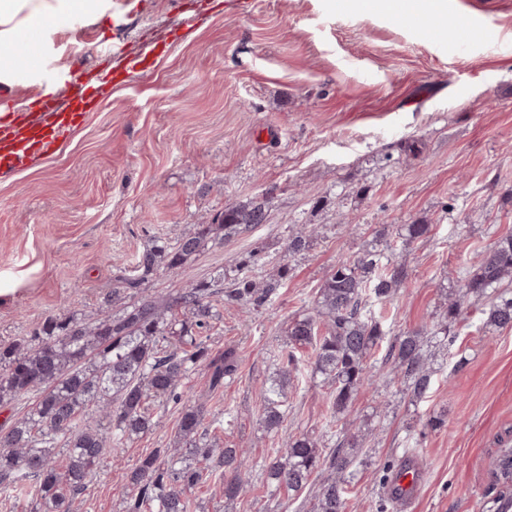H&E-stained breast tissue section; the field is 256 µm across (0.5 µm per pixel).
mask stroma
<instances>
[{
	"instance_id": "35a3bbf8",
	"label": "stroma",
	"mask_w": 512,
	"mask_h": 512,
	"mask_svg": "<svg viewBox=\"0 0 512 512\" xmlns=\"http://www.w3.org/2000/svg\"><path fill=\"white\" fill-rule=\"evenodd\" d=\"M447 21L470 28L464 49L337 0H134L107 27L65 33L62 66L80 65L84 83L103 77L112 94L59 156L0 178V345L32 336L50 315L95 318L144 248L227 207L260 202L267 220L158 270L134 298L233 272L257 248L258 279L279 261L290 267L260 311L225 307L202 338L210 353L235 349L237 371L213 391L197 367L184 389L205 403L211 436L246 449L255 489L228 500L206 483L190 512H312L323 474L290 494L263 486L264 465L292 436L310 435L328 454L354 433L361 449L345 512H396L388 485L410 460L421 492L409 512H494L504 490L494 462L512 448V330L486 326L488 299L459 285L512 235V0H478ZM489 27L498 42H485ZM124 49L148 51L146 68L119 72ZM416 222L431 232L398 245L406 283L376 312L390 344L431 328L458 300L447 345L424 347L426 397L412 398L383 348L368 360L376 389L360 391L330 428V389L302 365L287 419L266 431L260 394L289 322L313 311L325 278L378 229ZM299 232L309 249L286 255ZM180 411L156 405V430L128 442L121 464L104 458L84 512H122L132 494L125 470L171 446ZM437 415L445 424L434 430Z\"/></svg>"
}]
</instances>
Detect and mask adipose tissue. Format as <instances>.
<instances>
[{
	"label": "adipose tissue",
	"mask_w": 512,
	"mask_h": 512,
	"mask_svg": "<svg viewBox=\"0 0 512 512\" xmlns=\"http://www.w3.org/2000/svg\"><path fill=\"white\" fill-rule=\"evenodd\" d=\"M126 0H0V88L35 86L55 92L58 61L66 46L62 35L77 25H109ZM33 35L41 64L29 66L16 52L25 35Z\"/></svg>",
	"instance_id": "ef3b65f1"
}]
</instances>
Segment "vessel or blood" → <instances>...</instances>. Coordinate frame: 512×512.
Segmentation results:
<instances>
[{
  "label": "vessel or blood",
  "instance_id": "b4317fda",
  "mask_svg": "<svg viewBox=\"0 0 512 512\" xmlns=\"http://www.w3.org/2000/svg\"><path fill=\"white\" fill-rule=\"evenodd\" d=\"M88 118L86 112L61 111L57 100H44L36 112L0 114V173L8 175L40 164L58 154L70 134ZM417 486L414 471L396 473L388 495L404 507Z\"/></svg>",
  "mask_w": 512,
  "mask_h": 512
}]
</instances>
